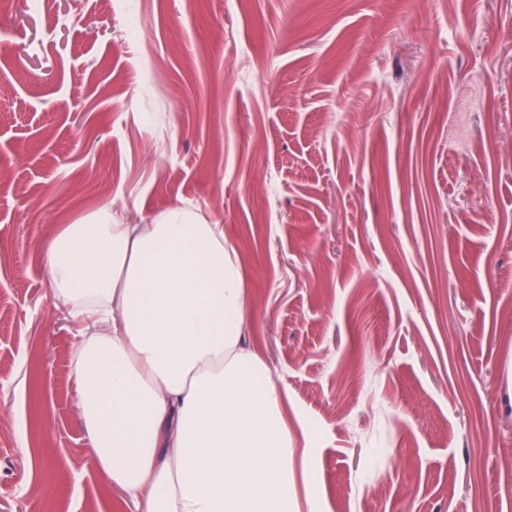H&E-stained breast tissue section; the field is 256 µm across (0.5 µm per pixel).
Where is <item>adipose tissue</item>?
Returning <instances> with one entry per match:
<instances>
[{
    "label": "adipose tissue",
    "instance_id": "1",
    "mask_svg": "<svg viewBox=\"0 0 512 512\" xmlns=\"http://www.w3.org/2000/svg\"><path fill=\"white\" fill-rule=\"evenodd\" d=\"M44 262L81 341L78 408L100 471L135 512H298L296 451L269 369L245 351L247 301L224 228L175 206L105 208Z\"/></svg>",
    "mask_w": 512,
    "mask_h": 512
}]
</instances>
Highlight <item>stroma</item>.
Returning <instances> with one entry per match:
<instances>
[{
  "mask_svg": "<svg viewBox=\"0 0 512 512\" xmlns=\"http://www.w3.org/2000/svg\"><path fill=\"white\" fill-rule=\"evenodd\" d=\"M511 32L512 0H0V512H131L42 258L110 205L223 226L326 512H512Z\"/></svg>",
  "mask_w": 512,
  "mask_h": 512,
  "instance_id": "obj_1",
  "label": "stroma"
}]
</instances>
